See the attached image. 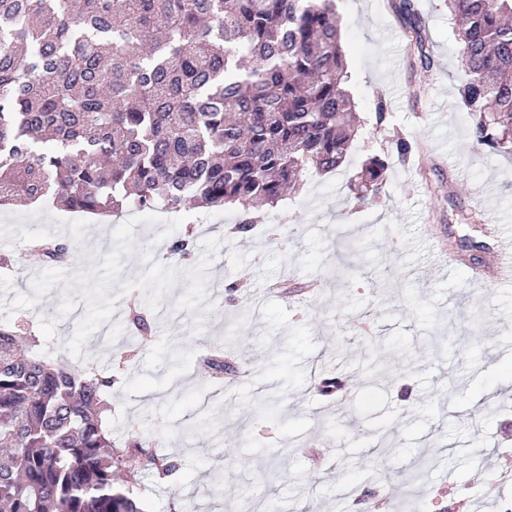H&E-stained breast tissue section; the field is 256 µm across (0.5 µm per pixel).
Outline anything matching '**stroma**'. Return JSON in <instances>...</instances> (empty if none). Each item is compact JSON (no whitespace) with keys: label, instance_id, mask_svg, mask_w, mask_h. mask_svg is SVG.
Here are the masks:
<instances>
[{"label":"stroma","instance_id":"obj_1","mask_svg":"<svg viewBox=\"0 0 512 512\" xmlns=\"http://www.w3.org/2000/svg\"><path fill=\"white\" fill-rule=\"evenodd\" d=\"M414 3L427 66L391 0H336L360 118L353 147L249 236H225L230 211H185L186 222H217L179 261L168 250L184 227L164 209L117 222L50 201L0 209V258L13 262L0 270V323L111 371L116 445L133 428L180 463L164 482L122 473L145 512H177V493L197 485L216 512H349L358 493L385 497L386 512H451L454 486L475 512L512 502V485L474 478L479 462L512 455L498 444L512 430V278L484 272L512 235V155L474 142L446 0ZM400 137L411 154L358 200L347 179ZM50 233L76 267L48 269L26 251ZM134 288L145 340L127 324ZM213 351L236 371L217 398L197 373ZM319 376L350 387L321 392ZM194 415L210 426L189 439L177 424ZM307 443L327 456L314 478ZM380 464L390 479L375 484Z\"/></svg>","mask_w":512,"mask_h":512}]
</instances>
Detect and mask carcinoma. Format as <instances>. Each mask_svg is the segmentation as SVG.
Instances as JSON below:
<instances>
[{
	"label": "carcinoma",
	"instance_id": "1",
	"mask_svg": "<svg viewBox=\"0 0 512 512\" xmlns=\"http://www.w3.org/2000/svg\"><path fill=\"white\" fill-rule=\"evenodd\" d=\"M395 9L430 64L413 0ZM448 11L476 144L512 150V0ZM341 27L336 0H0V207L224 206L250 231L352 146ZM386 168L369 158L361 179L377 193ZM31 250L73 262L53 236ZM44 346L0 325V512H143L119 473L166 479L178 463L138 435L116 448L112 377Z\"/></svg>",
	"mask_w": 512,
	"mask_h": 512
}]
</instances>
